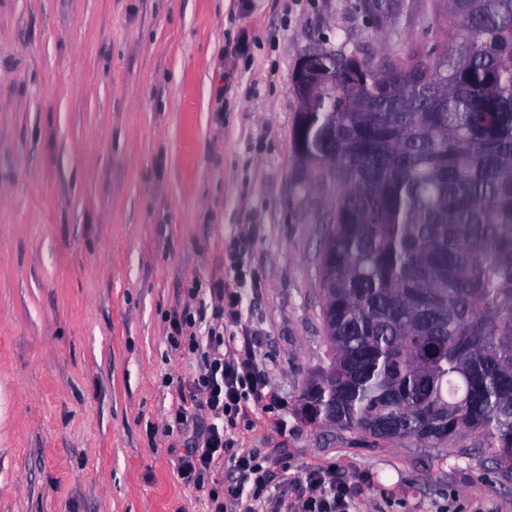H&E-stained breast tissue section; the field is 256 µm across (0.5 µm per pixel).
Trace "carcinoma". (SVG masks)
Instances as JSON below:
<instances>
[{
  "instance_id": "carcinoma-1",
  "label": "carcinoma",
  "mask_w": 512,
  "mask_h": 512,
  "mask_svg": "<svg viewBox=\"0 0 512 512\" xmlns=\"http://www.w3.org/2000/svg\"><path fill=\"white\" fill-rule=\"evenodd\" d=\"M448 41L339 55L301 158L338 192L320 256L330 366L301 413L512 466V0H439Z\"/></svg>"
}]
</instances>
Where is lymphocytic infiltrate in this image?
I'll return each instance as SVG.
<instances>
[{
	"label": "lymphocytic infiltrate",
	"instance_id": "1",
	"mask_svg": "<svg viewBox=\"0 0 512 512\" xmlns=\"http://www.w3.org/2000/svg\"><path fill=\"white\" fill-rule=\"evenodd\" d=\"M217 304L213 322L185 311L172 318L171 345L198 355L201 370L189 381L187 395L181 396L171 414L173 428L188 434L185 452L177 461V474L185 484L205 492L207 512H352L359 493L353 483L339 477L335 468L308 470L297 495L273 494L274 476L260 453L235 447L231 433L248 415L249 403L270 400L265 371L260 363L262 340L243 331L234 347H226L219 320L241 317L240 296L225 294L223 287L212 290ZM206 411L208 422L199 425L197 411ZM244 475L248 486L218 489L210 486L209 475L220 460Z\"/></svg>",
	"mask_w": 512,
	"mask_h": 512
}]
</instances>
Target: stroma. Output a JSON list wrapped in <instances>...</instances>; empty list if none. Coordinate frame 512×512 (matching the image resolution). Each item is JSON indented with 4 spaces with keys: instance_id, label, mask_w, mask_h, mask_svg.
Segmentation results:
<instances>
[{
    "instance_id": "1",
    "label": "stroma",
    "mask_w": 512,
    "mask_h": 512,
    "mask_svg": "<svg viewBox=\"0 0 512 512\" xmlns=\"http://www.w3.org/2000/svg\"><path fill=\"white\" fill-rule=\"evenodd\" d=\"M446 34L434 0H0V512H206L168 430L199 371L170 319L219 280L277 398L238 447L292 478L340 466L357 512H512L479 434L428 448L299 412L330 364L331 190L293 148L297 62Z\"/></svg>"
}]
</instances>
